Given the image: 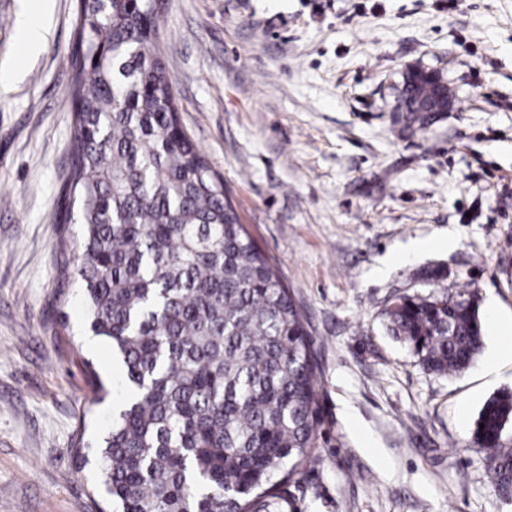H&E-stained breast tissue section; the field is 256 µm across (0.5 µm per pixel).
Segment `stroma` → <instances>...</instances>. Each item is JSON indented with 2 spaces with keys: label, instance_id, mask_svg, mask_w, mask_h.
<instances>
[{
  "label": "stroma",
  "instance_id": "stroma-1",
  "mask_svg": "<svg viewBox=\"0 0 512 512\" xmlns=\"http://www.w3.org/2000/svg\"><path fill=\"white\" fill-rule=\"evenodd\" d=\"M0 0V512H98L77 434L112 420L89 370L118 376L55 299L70 172L77 0ZM158 26L180 125L223 176L242 224L293 288L320 358V462L294 512H512L469 448L512 389V0H164ZM455 95L431 125L393 111L411 66ZM473 292L484 347L425 373L386 329L395 294Z\"/></svg>",
  "mask_w": 512,
  "mask_h": 512
}]
</instances>
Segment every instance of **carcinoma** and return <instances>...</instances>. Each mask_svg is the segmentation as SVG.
Instances as JSON below:
<instances>
[{
    "label": "carcinoma",
    "instance_id": "1",
    "mask_svg": "<svg viewBox=\"0 0 512 512\" xmlns=\"http://www.w3.org/2000/svg\"><path fill=\"white\" fill-rule=\"evenodd\" d=\"M150 0H78L72 169L59 293L85 301L123 399L97 441L113 512H292L286 485L319 458L321 374L304 316L190 138L140 16ZM400 111L430 123L435 87L402 75ZM403 294L387 330L436 376L465 371L484 325L463 294ZM469 446L512 498V390L483 403Z\"/></svg>",
    "mask_w": 512,
    "mask_h": 512
}]
</instances>
